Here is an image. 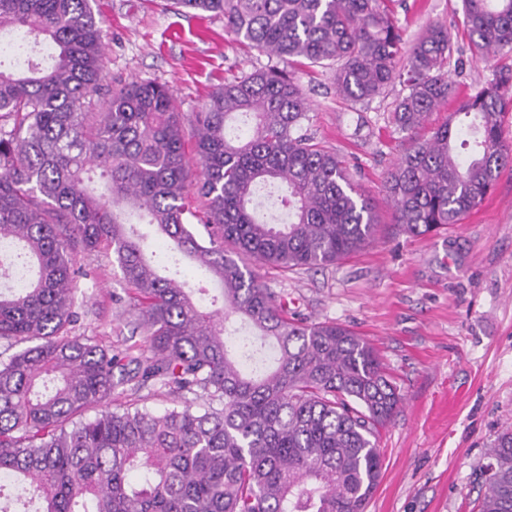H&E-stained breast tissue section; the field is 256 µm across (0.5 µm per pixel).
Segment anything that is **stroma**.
<instances>
[{
  "instance_id": "35a3bbf8",
  "label": "stroma",
  "mask_w": 512,
  "mask_h": 512,
  "mask_svg": "<svg viewBox=\"0 0 512 512\" xmlns=\"http://www.w3.org/2000/svg\"><path fill=\"white\" fill-rule=\"evenodd\" d=\"M104 21L105 86L156 81L191 115L224 80L274 67L293 74L310 103L309 134L342 157L379 221L375 238L333 265L283 271L263 266V283L293 301L312 322L335 321L375 347L403 400L378 446L382 475L366 512H471L480 469L497 434L512 425V169L504 170L482 206L426 236L400 232L384 188L402 135L391 120L401 87L352 104L323 72L260 53L237 42L213 13L178 14L163 0H95ZM391 8L413 43L430 24L456 27L460 0H393ZM453 55L454 96L478 90L512 55L469 61L464 38ZM90 270L78 294L75 333L103 347L144 352L134 294L99 250L78 254ZM160 384L132 383L113 405L161 414L195 403Z\"/></svg>"
}]
</instances>
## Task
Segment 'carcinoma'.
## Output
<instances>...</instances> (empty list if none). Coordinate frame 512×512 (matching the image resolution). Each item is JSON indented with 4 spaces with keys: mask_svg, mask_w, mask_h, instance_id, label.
I'll use <instances>...</instances> for the list:
<instances>
[{
    "mask_svg": "<svg viewBox=\"0 0 512 512\" xmlns=\"http://www.w3.org/2000/svg\"><path fill=\"white\" fill-rule=\"evenodd\" d=\"M387 2L172 0L184 14L224 15L226 31L259 51L334 67L349 102L399 83L392 123L409 133L448 102L453 48L436 22L403 58ZM461 24L471 58L512 53V0H462ZM2 31L45 46L51 64H0V268L13 269L17 244L33 269L0 292V343L26 344L0 360V498L29 485L38 512H365L383 466L377 438L400 389L374 347L341 324L288 313L248 264L331 265L377 224L344 162L306 133L310 105L293 77L243 74L186 119L162 84L104 88L92 0H0ZM509 110L512 67L502 66L428 136L410 139L386 176L404 233L458 224L491 194L512 167L501 133ZM238 116L254 125L230 138ZM134 216L191 260L195 284L159 275L129 227ZM194 219L206 236L192 231ZM76 241L87 255L112 248L151 355L72 334L80 279L90 275ZM210 283L221 299L205 306L195 293ZM232 315L261 340L234 338L237 360ZM132 381L198 393L203 407L111 409ZM487 459L477 512H512V427ZM135 470L142 478L132 483Z\"/></svg>",
    "mask_w": 512,
    "mask_h": 512,
    "instance_id": "obj_1",
    "label": "carcinoma"
}]
</instances>
